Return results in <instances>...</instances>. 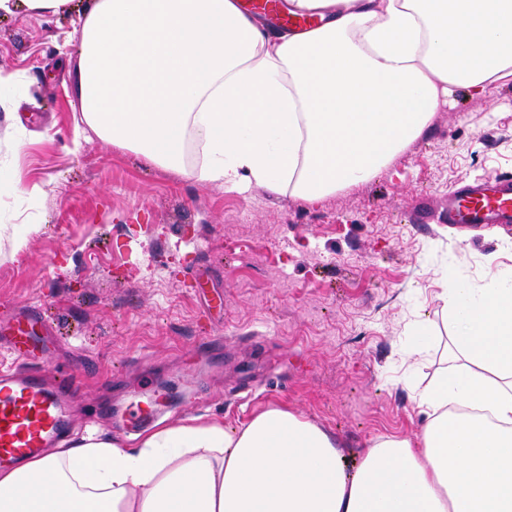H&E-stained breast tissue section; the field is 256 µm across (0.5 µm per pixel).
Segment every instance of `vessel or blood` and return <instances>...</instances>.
Returning <instances> with one entry per match:
<instances>
[{"label":"vessel or blood","instance_id":"b4317fda","mask_svg":"<svg viewBox=\"0 0 512 512\" xmlns=\"http://www.w3.org/2000/svg\"><path fill=\"white\" fill-rule=\"evenodd\" d=\"M448 223L512 225V175L489 174L448 193ZM47 317L27 310L23 323L8 326L20 363L0 373V466H14L43 448L57 447L69 431L61 390L50 385L32 359L50 332Z\"/></svg>","mask_w":512,"mask_h":512}]
</instances>
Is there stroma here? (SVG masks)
<instances>
[{"label":"stroma","instance_id":"stroma-1","mask_svg":"<svg viewBox=\"0 0 512 512\" xmlns=\"http://www.w3.org/2000/svg\"><path fill=\"white\" fill-rule=\"evenodd\" d=\"M68 16L0 19V326L19 308L52 320L37 354L75 433L137 435L187 416L247 422L285 405L334 434L354 465L376 436L420 433L416 386L445 366L451 282L512 267V230L443 222L448 191L512 174V83L454 106L366 182L311 203L285 189H227L90 137L76 141ZM39 196L19 199L12 173ZM427 320L426 358L410 355Z\"/></svg>","mask_w":512,"mask_h":512}]
</instances>
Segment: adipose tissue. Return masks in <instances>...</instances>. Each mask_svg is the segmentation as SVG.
I'll return each mask as SVG.
<instances>
[{"label": "adipose tissue", "mask_w": 512, "mask_h": 512, "mask_svg": "<svg viewBox=\"0 0 512 512\" xmlns=\"http://www.w3.org/2000/svg\"><path fill=\"white\" fill-rule=\"evenodd\" d=\"M0 0L76 14L86 129L201 183L309 201L370 179L449 105L512 82V0ZM202 163L185 162L188 144ZM448 366L414 397L420 435L380 436L347 470L335 437L271 406L197 416L134 443L88 432L0 469V512H512V268L447 298Z\"/></svg>", "instance_id": "1"}]
</instances>
